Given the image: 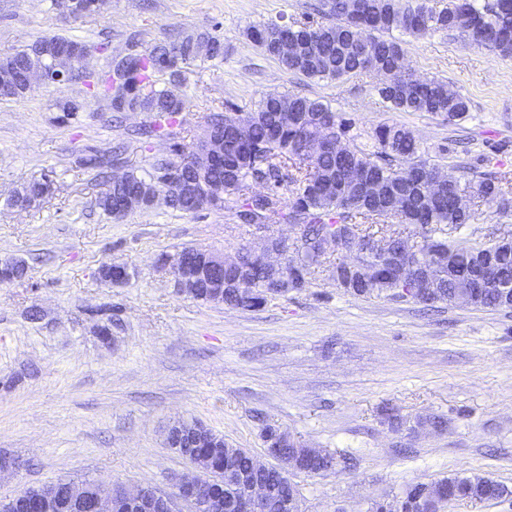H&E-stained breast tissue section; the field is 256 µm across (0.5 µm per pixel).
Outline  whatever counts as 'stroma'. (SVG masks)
I'll use <instances>...</instances> for the list:
<instances>
[{"label":"stroma","instance_id":"obj_1","mask_svg":"<svg viewBox=\"0 0 512 512\" xmlns=\"http://www.w3.org/2000/svg\"><path fill=\"white\" fill-rule=\"evenodd\" d=\"M314 0H104L74 19L52 0H0V55L62 35L84 43L92 70L107 71L129 41L140 50L206 30L224 43L223 60L198 61L163 88L186 96L164 136L142 146L132 132L141 112L114 122L107 99L80 80L0 100V258L22 260V280L0 283V499L25 486L67 478L111 480L170 490L189 463L167 448L172 423L194 419L234 447L264 456L265 426L308 447L358 459L324 476L293 475L302 512H368L413 483L481 475L512 491V310L462 303L422 305L360 298L337 288L326 256L306 288L255 311L203 303L176 291L157 263L185 247L232 253L267 230L238 223L234 199L194 214L158 204L113 220L97 205V159L120 153L144 171L189 147L210 112H252L268 91L322 100L370 136L384 122L410 129L425 158L444 170L457 140L473 156L494 155L512 173V58L436 33L405 36L408 69L437 76L468 98V118L399 112L362 72L333 81L289 73L246 38L272 19L313 20ZM82 102L68 116L59 103ZM48 181L30 209L9 203L15 190ZM463 236L490 228L512 234V210L480 201ZM133 273L113 286L98 276L108 262ZM38 318H31V308ZM392 407L409 428L381 416ZM444 416L437 432L426 417Z\"/></svg>","mask_w":512,"mask_h":512}]
</instances>
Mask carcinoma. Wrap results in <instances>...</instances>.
<instances>
[{
  "mask_svg": "<svg viewBox=\"0 0 512 512\" xmlns=\"http://www.w3.org/2000/svg\"><path fill=\"white\" fill-rule=\"evenodd\" d=\"M320 0L319 20L302 25L268 21L246 29L247 39L284 69L310 79L336 80L362 71H383L389 83L377 88L391 108L403 112H426L442 116L457 125L469 113V101L437 77L418 78L402 65L405 49L393 36L400 31L417 37L437 32L452 38L470 40L501 57H512V0ZM290 33L299 46L297 58H282L277 43L283 32ZM86 52L83 43L62 37H44L27 48L0 57V70L14 73L17 89L13 99L29 94L25 85L28 71L51 63L57 53ZM224 57V42L208 31H197L177 40L154 46L148 52L129 55L123 62L122 103L110 104L113 112H143L148 124L137 132L148 144L176 122L185 101L174 92L157 86L158 76L176 74L198 60ZM248 124L249 139L240 140L236 127ZM355 123L333 111L319 99L299 93L271 91L264 94L258 108L243 116L239 112H215L208 116L206 129L224 133V158L201 186L200 201L175 199L168 207L196 213L224 204V197H236V217L243 224H298L301 227L302 255L288 240L280 242L288 266L300 287L308 284L313 268L324 258L321 249L328 239H336V251L346 241L387 239L405 246L396 265L384 255L368 253L363 262L377 268L373 282L359 281L354 272L339 263L333 271L336 286L356 297L392 296L426 306L448 304L452 296L469 293L468 305L478 309H512V246L496 239L473 242L457 235L471 223L470 211L457 206L461 197L505 198V185L512 181L504 173L479 174L458 165L453 188L431 187L433 172L439 169L423 157L421 146L411 130L399 124L383 123L370 136L371 143H358ZM322 137L344 143L343 150H331L316 157L306 152L308 141ZM197 146L174 157H162L151 171L140 174L131 168L108 178L97 198V206L115 219L131 211L153 207V193L162 186L170 164L184 165L186 181L195 183L191 158ZM267 180L270 193L257 198L244 193L248 182ZM377 182L380 192L364 193L362 180ZM50 184L33 181L13 197L47 195ZM249 274L253 293H238L239 274L224 270V306L254 311L264 306L266 290L263 271L252 265L248 246L237 248ZM433 254L429 268L432 288L425 294L412 291L419 271L420 255ZM268 455L276 464L269 466L264 481L276 497H286L297 489L291 472L326 475L350 466V459L323 451L311 455L285 431L266 427L263 434ZM219 454L209 478L224 484V502L236 497L240 488L235 477L224 471V459L237 470H247L252 453L221 441ZM291 457L295 468L288 470L280 459ZM421 484L405 487L393 502L373 501L370 512H428L421 498ZM445 497L478 502L509 496L508 489L484 476H453L431 484Z\"/></svg>",
  "mask_w": 512,
  "mask_h": 512,
  "instance_id": "1",
  "label": "carcinoma"
}]
</instances>
